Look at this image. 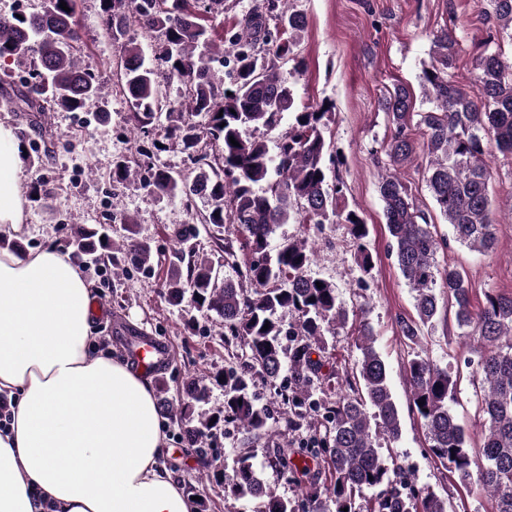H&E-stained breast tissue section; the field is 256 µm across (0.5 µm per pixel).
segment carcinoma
Segmentation results:
<instances>
[{
  "label": "carcinoma",
  "instance_id": "obj_1",
  "mask_svg": "<svg viewBox=\"0 0 512 512\" xmlns=\"http://www.w3.org/2000/svg\"><path fill=\"white\" fill-rule=\"evenodd\" d=\"M66 2L70 11L60 8ZM77 0H45L42 11L0 16V58L22 64L39 58L34 80H24L4 94L21 112H79L86 101L104 94L98 76L87 69L74 18ZM495 19L512 30V0H491ZM224 14V0H101L99 19L123 63L121 86L132 108L136 136H149L164 117L166 138L181 142L198 172L192 178L170 168L146 176L135 160L116 162L112 178L142 182L158 197L179 198L188 208L197 198L212 208L199 224L174 229L178 247L172 252L166 295L175 303L190 296L194 304L224 319V344L240 346V360L216 375L222 379L224 403L208 418L194 419L192 404L206 399L207 385L196 378L182 384L185 398L168 402L167 414L185 424L183 441L211 464L201 438L222 425L243 429L255 437L269 430L271 412L257 403L253 392L261 379L276 389L289 407L286 430L297 429L313 414L322 417L325 433L314 446L268 449V462L282 473L297 468L293 455L322 453L329 458L334 483L328 488L334 512H355L354 498L375 489L369 512H446V503L434 492L411 486L402 467L390 469L378 448L382 438L397 441L401 433L398 406L388 385L384 360L373 347V332L363 322L357 329L360 358L350 369H325L320 357L324 336L336 334L349 322V310L340 301L336 284L308 274L314 247L303 239L288 238L269 250V238L281 224H342L363 276L371 273L373 258L366 239L368 225L354 209H339L344 181L340 160L328 140L334 106L317 104L300 109L284 66L301 61L294 54L305 16L290 8L289 0H262L254 4L239 29L224 35L207 20ZM275 18L288 38L274 40L267 21ZM136 26L164 45L160 63L148 61L142 44L127 37ZM233 54L232 82L224 87L214 64ZM458 54L456 34L443 27L433 34L432 52L419 75L427 112H414L411 90L394 86L382 109L393 133L386 154L391 166H402L416 155L412 122L424 129V180L440 214L448 221L452 238L472 251L489 253L496 246V228L490 219L488 186L492 171L486 161L485 141L494 140L504 155H512V58L500 47L485 46L475 60L476 81L465 88L453 80ZM182 80V100L171 103L161 87L172 77ZM290 116L288 129L271 139L268 132ZM204 116L207 124L193 118ZM234 137L238 145L230 143ZM391 252L414 292L415 315L398 318L402 336L419 345L423 329L434 326L443 306L436 289L448 290V308L457 326L479 347L474 376L482 415V448L473 454L464 429L448 402L455 383L448 369L419 352L406 368L413 405L423 421L431 453L449 466L465 485L478 481L495 501V512H512V294L488 291L483 308L471 309V286L466 272L450 265L439 269L440 242L402 180L394 173L378 184ZM211 232L224 264L237 266L232 241L224 225L234 224L252 258L238 270V282L218 283L215 260L196 248L198 225ZM74 252L80 259L102 261L119 277L134 270L148 273L154 258L150 245L127 236L112 244L109 232L74 228ZM268 329H263L264 325ZM289 337L283 345L282 337ZM288 368L293 390L279 384ZM329 393L323 399L316 392ZM424 405H419V402ZM250 452L239 454L227 489L262 503L260 512H324L316 494L288 501L259 478Z\"/></svg>",
  "mask_w": 512,
  "mask_h": 512
}]
</instances>
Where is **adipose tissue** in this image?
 Masks as SVG:
<instances>
[{
	"label": "adipose tissue",
	"instance_id": "1",
	"mask_svg": "<svg viewBox=\"0 0 512 512\" xmlns=\"http://www.w3.org/2000/svg\"><path fill=\"white\" fill-rule=\"evenodd\" d=\"M25 146L0 122V238L21 231ZM96 290L74 256L0 248V512H194L164 463L151 378L96 331Z\"/></svg>",
	"mask_w": 512,
	"mask_h": 512
}]
</instances>
